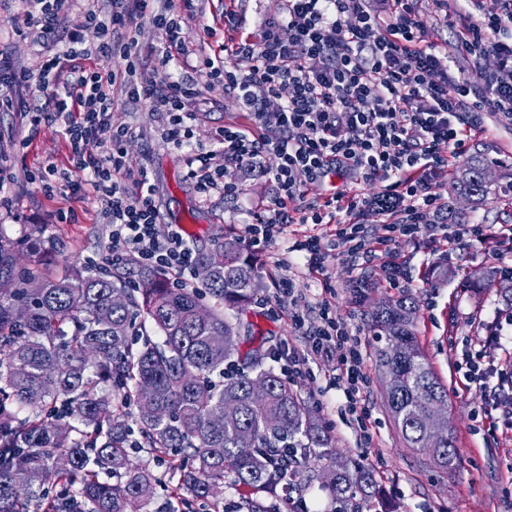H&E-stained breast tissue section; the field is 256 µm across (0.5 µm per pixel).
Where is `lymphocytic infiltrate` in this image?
I'll return each instance as SVG.
<instances>
[{"label": "lymphocytic infiltrate", "mask_w": 512, "mask_h": 512, "mask_svg": "<svg viewBox=\"0 0 512 512\" xmlns=\"http://www.w3.org/2000/svg\"><path fill=\"white\" fill-rule=\"evenodd\" d=\"M73 0H25L34 40L46 54L38 69L18 66L0 54V112H18L29 135L42 122L63 125L72 172L42 167L32 182L47 192L64 183L71 193L93 190L104 203L112 245L141 263L166 269L174 284L186 285L193 251L175 224L159 220L153 187L144 168L133 167L123 147L125 131L113 127L115 93L147 105L164 119L165 138L181 146L194 136L191 120L202 92L189 73L172 75L171 61L191 56L181 14H194V0L158 7V0H102L84 13L98 40L60 39L62 16ZM479 20L464 18L459 48L472 64L493 59L489 89L451 79L437 42L428 38L418 0H389L375 10L370 0H279L276 16L253 32L195 57L196 66L235 92L249 122L228 124L190 165L188 177L202 200L232 198L239 183L229 171L269 178L270 204L253 216L245 241L258 249L291 224H331L336 239L357 259L373 257L363 225L380 224L389 237L418 238L433 227L441 239L479 245H512L511 224H451L447 173L484 132V114L512 125V0H470ZM150 23L163 47L142 42ZM121 60L123 69L109 68ZM248 64L239 71L237 62ZM279 99L268 110L270 99ZM275 166H266L267 157ZM337 175L346 187L306 202L308 185ZM377 181L373 195L358 182ZM437 216L428 224L429 216ZM320 325L310 331L311 349L335 358L348 408L360 428L371 422L369 380L362 342L332 319L320 304ZM512 310L481 320L463 356L466 382L487 393L483 415L512 437Z\"/></svg>", "instance_id": "lymphocytic-infiltrate-1"}]
</instances>
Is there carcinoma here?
Returning <instances> with one entry per match:
<instances>
[{
  "label": "carcinoma",
  "instance_id": "cac0c4a2",
  "mask_svg": "<svg viewBox=\"0 0 512 512\" xmlns=\"http://www.w3.org/2000/svg\"><path fill=\"white\" fill-rule=\"evenodd\" d=\"M488 163L473 157L453 189L485 201ZM20 241L0 225V512H145L158 478L131 463L128 449L148 450L180 473L170 494L207 502L233 474L241 497L236 512H266L265 497L298 489L326 460L331 480L322 485L338 512H372L380 505L378 481L362 461H339L334 438L316 411L287 380L267 366L272 349L253 324L226 314L253 298L254 260L234 240L213 254L200 251L194 265H212L197 288L174 286L168 273L133 259L96 271L61 276L45 263L40 240ZM126 293L121 308L112 292ZM209 309L207 322L194 311ZM23 307L27 316H16ZM416 300L404 295L372 313L385 335L374 354L392 379L384 405L407 447L430 463L453 468L458 460L453 430L438 444L429 413L448 402L414 330ZM161 337L150 338L146 325ZM224 336L216 344L213 336ZM396 342L400 357L388 353ZM268 380L267 397L250 395L253 376ZM104 384L112 389L99 395ZM154 386L152 399L140 394ZM280 448L296 456L277 460ZM67 458L68 467L57 466ZM107 475L109 482L101 478Z\"/></svg>",
  "mask_w": 512,
  "mask_h": 512
}]
</instances>
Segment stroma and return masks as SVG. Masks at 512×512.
Instances as JSON below:
<instances>
[{"label":"stroma","mask_w":512,"mask_h":512,"mask_svg":"<svg viewBox=\"0 0 512 512\" xmlns=\"http://www.w3.org/2000/svg\"><path fill=\"white\" fill-rule=\"evenodd\" d=\"M419 8L429 37L451 60L452 73L461 74L473 85H484L494 64L489 61L475 69L460 58L458 16H445L434 0H419ZM195 9L194 16L181 22L183 35L192 47L201 46L210 53L224 41L225 13L237 14L242 31L250 32L259 19L275 14L277 4L275 0H196ZM206 25L215 31L209 40L203 37ZM0 52L29 66L37 60L23 0H0ZM195 78L207 100L196 114L195 142L208 143L224 124H247V115L229 91L206 72H197ZM111 121L126 128L124 148L135 166L146 167L163 222L187 223L186 239L194 250L215 248L222 235L243 239L252 211L274 195L270 181L249 177L237 200L229 202L216 195L201 201L187 177L188 150L163 139L159 113L129 104L119 95ZM27 134L28 126L19 113L0 112V144L8 149L6 166L14 176L7 190L10 202L0 207V225L15 238L41 239L58 273L86 266L91 257L125 258V250L112 247L108 239L104 204L93 191L73 196L61 188L48 195L28 179L31 172L50 163L61 169L68 166L63 126L47 125L32 140ZM22 140L27 143L23 149L18 146ZM468 154L493 162L492 192L473 210L475 217L492 224H512V128L487 122L485 132L473 138ZM62 209L72 211L70 222L58 221L57 213ZM333 232L330 224H294L265 248L256 250V289L241 314L242 321L258 324L262 336L279 350L291 349L305 357L304 374L295 379V387L329 427L337 456L364 459L373 469L388 512H512V440L492 437L487 426L478 423L476 416L484 405L485 391L462 384L456 370L462 342L474 332V318L496 307L512 306V283L499 279L496 255L425 236L398 238L388 247L406 266L409 280L393 287L381 261L353 264L348 244H338L336 256L320 269L291 250L296 239L316 235L326 240ZM274 267L292 278L296 293L305 296L309 321H316L321 302H330L337 321L361 339L373 406L368 432H360L344 409L342 387L333 381L335 360L308 357L306 337L292 322V304L286 294L274 289L267 276ZM406 293L413 294L418 303L414 325L420 345L448 389V417L460 452L458 464L450 470L425 465L420 455L405 447L383 405L370 312Z\"/></svg>","instance_id":"stroma-1"}]
</instances>
